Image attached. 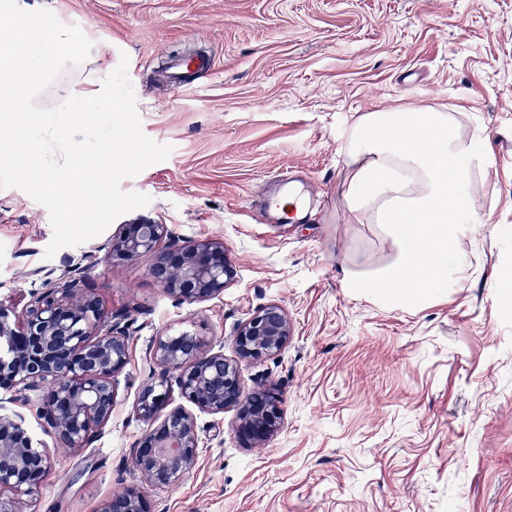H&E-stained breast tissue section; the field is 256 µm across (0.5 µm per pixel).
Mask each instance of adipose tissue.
<instances>
[{
    "mask_svg": "<svg viewBox=\"0 0 512 512\" xmlns=\"http://www.w3.org/2000/svg\"><path fill=\"white\" fill-rule=\"evenodd\" d=\"M344 138V206L394 245L391 259L369 275L345 271L346 288L385 304H421L449 277L464 281L461 245L477 221L470 175L478 157L446 109L367 112Z\"/></svg>",
    "mask_w": 512,
    "mask_h": 512,
    "instance_id": "1",
    "label": "adipose tissue"
}]
</instances>
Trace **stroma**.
<instances>
[{
	"label": "stroma",
	"instance_id": "35a3bbf8",
	"mask_svg": "<svg viewBox=\"0 0 512 512\" xmlns=\"http://www.w3.org/2000/svg\"><path fill=\"white\" fill-rule=\"evenodd\" d=\"M92 41L39 102L99 86L128 57L143 132L173 148L124 179L150 204L108 233L64 248L74 276L126 314L130 362L111 422L91 445L55 455L20 512H98L116 485L142 486L127 456L146 428L133 411L155 336L187 330L233 357V333L264 304L293 334L273 358L241 365L283 398L264 449L235 433L236 413L195 410L198 461L149 490L152 512H512V0H18ZM212 51L202 89L173 94L164 55ZM447 106L486 158L474 168L481 222L467 231L469 280L420 307L351 294L342 267L366 273L393 247L342 204V133L355 114ZM301 172L321 200L274 224L259 196ZM138 218L183 241L220 238L234 279L219 297L179 301L146 262L107 259L109 233ZM49 213L0 188V303L24 310L42 289Z\"/></svg>",
	"mask_w": 512,
	"mask_h": 512
}]
</instances>
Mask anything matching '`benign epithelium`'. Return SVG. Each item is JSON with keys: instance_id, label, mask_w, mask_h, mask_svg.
Returning a JSON list of instances; mask_svg holds the SVG:
<instances>
[{"instance_id": "1", "label": "benign epithelium", "mask_w": 512, "mask_h": 512, "mask_svg": "<svg viewBox=\"0 0 512 512\" xmlns=\"http://www.w3.org/2000/svg\"><path fill=\"white\" fill-rule=\"evenodd\" d=\"M122 261L147 260L156 281L182 301L224 293L233 275L224 242L179 243L167 224L139 220L122 224L108 242ZM56 269H42L44 290L21 313L0 304V389L21 395L53 384L38 406L43 431L65 448L96 440L112 417L120 376L129 363V334L123 314L106 313L92 288ZM291 324L275 303L258 308L238 324L235 357L224 346L205 347L189 332L155 337L148 354L159 367L142 386L134 413L148 425L131 456L146 486L170 487L197 461L199 436L191 412L169 408L173 391L212 415L237 412V433L254 446L280 428L282 398L273 386L257 384L244 393L243 361L277 356L288 343ZM53 467L49 449L39 448L16 412L0 415V512H18L17 500L33 494ZM97 512H150L145 491L130 487L105 500Z\"/></svg>"}]
</instances>
